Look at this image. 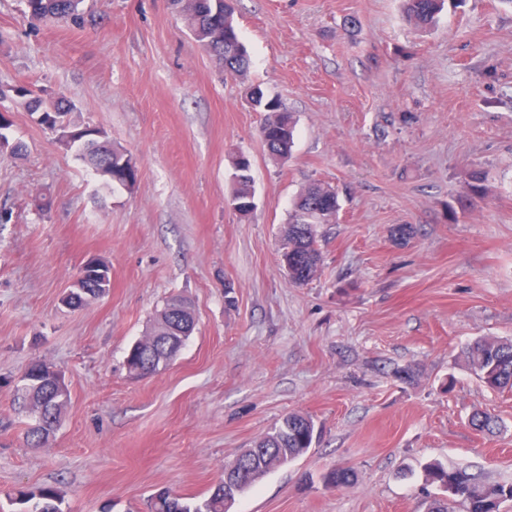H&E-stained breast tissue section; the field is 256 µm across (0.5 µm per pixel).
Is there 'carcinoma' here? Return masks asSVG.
Returning <instances> with one entry per match:
<instances>
[{
  "label": "carcinoma",
  "instance_id": "cac0c4a2",
  "mask_svg": "<svg viewBox=\"0 0 512 512\" xmlns=\"http://www.w3.org/2000/svg\"><path fill=\"white\" fill-rule=\"evenodd\" d=\"M26 13L34 22L52 19L83 21L81 4L84 0H24ZM445 0H406V14L410 22L428 28L437 22ZM172 5L184 16L194 40L207 47L224 69L243 75L250 59L234 21L233 0H172ZM251 104L268 117L261 125L260 138L270 155L286 160L291 155L297 121L293 113L280 102L268 96L259 85L248 89ZM40 111L45 113L43 126L57 133L58 123L70 113L61 101L38 99ZM72 135L63 144L75 148L80 159L93 171L100 172L106 183L123 187L134 185L138 169L124 163L126 153L112 147L98 130H84L68 123ZM234 189L231 204L242 216L254 209V180L252 164L243 153L231 155ZM340 209L337 192L321 182L308 184L296 197L288 213L281 254L288 258V277L296 284L309 283L321 267L322 254L318 248L315 226L328 224ZM110 289L109 281L96 288H76L63 297V303L72 309L81 308L104 297ZM179 295L170 296L157 311L152 329L130 348L126 362L129 371L146 375L168 365L185 346L195 329V311L191 304L181 308L182 317L173 315ZM470 371L492 390H512V340L493 337L479 338L467 344L461 352ZM15 400L35 418L25 437L33 448L47 444L62 413L70 402L68 386L57 385L54 367L35 361L26 369ZM469 425L476 431L492 433L498 429L495 417L475 411ZM314 438V423L308 416L291 412L284 415L266 435L257 440L248 454L249 467L264 474L305 454ZM426 483L459 500L466 512H499L501 503L512 500V484L491 483L479 478L464 467H444L431 463L425 469ZM19 506L16 512H63L61 497L53 487L35 491L19 490L13 497ZM148 512H224V485L220 484L205 498L195 500L162 492L148 500Z\"/></svg>",
  "mask_w": 512,
  "mask_h": 512
}]
</instances>
